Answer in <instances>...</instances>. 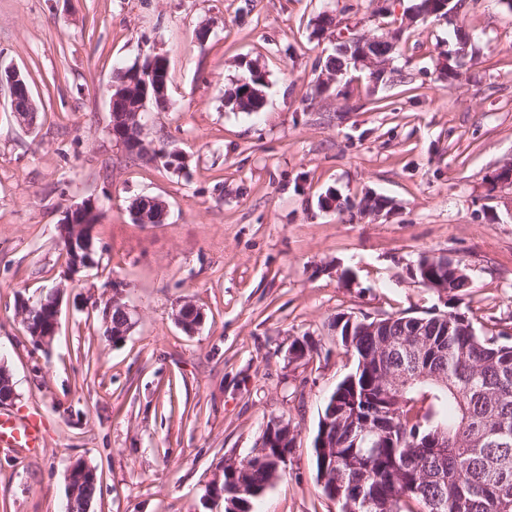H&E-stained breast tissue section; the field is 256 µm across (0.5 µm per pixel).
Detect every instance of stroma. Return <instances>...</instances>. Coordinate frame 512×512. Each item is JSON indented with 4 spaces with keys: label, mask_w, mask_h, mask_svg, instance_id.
<instances>
[{
    "label": "stroma",
    "mask_w": 512,
    "mask_h": 512,
    "mask_svg": "<svg viewBox=\"0 0 512 512\" xmlns=\"http://www.w3.org/2000/svg\"><path fill=\"white\" fill-rule=\"evenodd\" d=\"M415 0H0V67L38 106L20 126L0 90V362L16 396L0 415H40L43 448H0V512H62L67 472L95 467L91 512H210L224 460L246 457L266 424L295 437L285 470L251 512H336L316 482L314 437L328 396L355 367L336 316L448 311L413 278L421 253L462 260L464 303L489 330L512 325V11L466 0L453 24L417 20L383 82L349 70L316 90L339 45L323 11L358 35L404 23ZM210 30L198 42L200 27ZM468 34L457 79L439 69ZM169 62V103L145 137L182 168L128 157L110 132L113 71ZM266 74L256 115L224 104L246 65ZM390 200L347 219L328 192ZM152 196L161 224L132 223ZM101 199L97 267L63 277L66 208ZM136 310L119 342L102 309L112 282ZM60 290L59 332L33 344L20 297ZM205 315L193 332L175 315ZM309 346L292 355L294 342Z\"/></svg>",
    "instance_id": "1"
}]
</instances>
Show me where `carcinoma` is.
Instances as JSON below:
<instances>
[{"label":"carcinoma","instance_id":"cac0c4a2","mask_svg":"<svg viewBox=\"0 0 512 512\" xmlns=\"http://www.w3.org/2000/svg\"><path fill=\"white\" fill-rule=\"evenodd\" d=\"M455 4L417 0L415 14L434 19ZM265 74L250 67L226 96L241 112L263 105ZM158 213L135 198L130 218ZM448 301L462 303L469 279L448 274ZM416 334L426 346L413 361L382 352ZM489 335L459 308L429 317H366L343 323L338 340L356 358L319 417L314 443L321 494L337 512H512V344ZM391 372L401 385L388 388ZM239 468L224 466L218 492L240 512L277 477L288 448L271 446Z\"/></svg>","mask_w":512,"mask_h":512}]
</instances>
